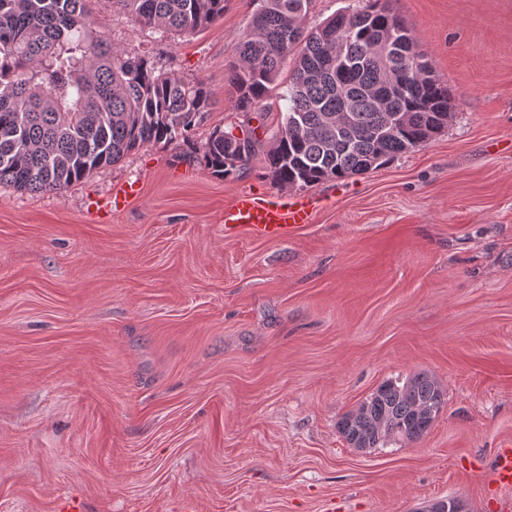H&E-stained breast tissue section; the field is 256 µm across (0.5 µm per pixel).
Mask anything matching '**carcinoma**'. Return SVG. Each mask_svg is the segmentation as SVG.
<instances>
[{
	"label": "carcinoma",
	"mask_w": 512,
	"mask_h": 512,
	"mask_svg": "<svg viewBox=\"0 0 512 512\" xmlns=\"http://www.w3.org/2000/svg\"><path fill=\"white\" fill-rule=\"evenodd\" d=\"M94 0H0V184L60 191L141 147L179 141L183 157L220 177L263 155L273 180L310 186L362 173L423 145L451 116L450 88L389 0L310 27L313 0H256L232 49L234 109L263 102L293 59L278 129L237 138L190 134L209 116L204 82L185 80L93 31ZM160 37L181 38L224 16V0H108ZM445 393L420 371L388 380L340 421L354 448L412 443L431 429Z\"/></svg>",
	"instance_id": "obj_1"
}]
</instances>
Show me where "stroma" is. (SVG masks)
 <instances>
[{
	"label": "stroma",
	"mask_w": 512,
	"mask_h": 512,
	"mask_svg": "<svg viewBox=\"0 0 512 512\" xmlns=\"http://www.w3.org/2000/svg\"><path fill=\"white\" fill-rule=\"evenodd\" d=\"M454 95L427 144L291 188L312 223L224 228L262 158L218 178L154 144L61 191L0 184V512H503L512 448V0H392ZM254 0L150 40L93 28L211 97L193 138L244 121L232 47ZM137 193L118 212L102 203ZM425 371L445 406L373 453L338 425L383 381ZM493 481L503 487L512 486V449L501 451L496 459Z\"/></svg>",
	"instance_id": "obj_1"
}]
</instances>
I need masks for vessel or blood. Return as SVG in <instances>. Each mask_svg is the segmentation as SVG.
<instances>
[{"label":"vessel or blood","mask_w":512,"mask_h":512,"mask_svg":"<svg viewBox=\"0 0 512 512\" xmlns=\"http://www.w3.org/2000/svg\"><path fill=\"white\" fill-rule=\"evenodd\" d=\"M312 220L313 207L308 199L260 196L249 191L241 192L224 212V224L228 228H248L274 238ZM493 480L503 487L512 486V449L499 453Z\"/></svg>","instance_id":"vessel-or-blood-1"}]
</instances>
